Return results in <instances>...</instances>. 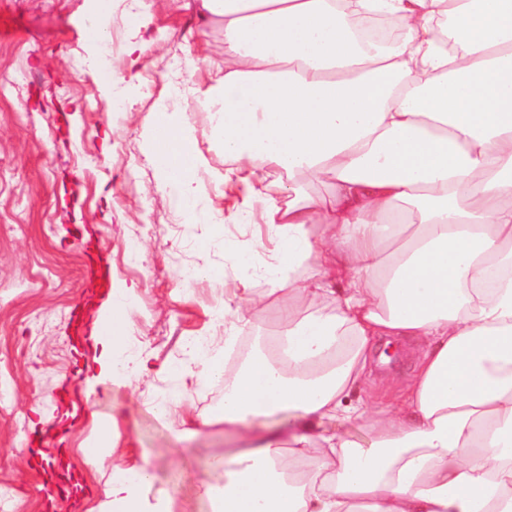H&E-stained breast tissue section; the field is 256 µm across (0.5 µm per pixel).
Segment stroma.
I'll list each match as a JSON object with an SVG mask.
<instances>
[{"instance_id":"stroma-1","label":"stroma","mask_w":512,"mask_h":512,"mask_svg":"<svg viewBox=\"0 0 512 512\" xmlns=\"http://www.w3.org/2000/svg\"><path fill=\"white\" fill-rule=\"evenodd\" d=\"M136 6L141 25L122 30L106 53L120 81L102 95L81 38L89 22L85 0H0V512H90L115 465L151 459L149 505L166 512H210L206 486L223 453L219 427L178 437L180 417H157L154 406L170 382L153 372L134 389L113 391L83 412L73 395L92 362L89 336L108 298L105 280L132 285L126 347H147L157 366L182 362L187 338L224 348L214 313L233 282L228 250L252 240L256 226L232 221L238 189L224 182V148L210 135L214 75L224 66V30L205 40L188 32L191 13L176 0H112L120 22ZM141 44L128 55L130 44ZM188 121L194 149L207 164L194 171L200 210L222 224L224 236L204 243L202 226L172 204L149 159L147 120L159 108ZM111 131L112 149L100 138ZM223 272V280L202 269ZM196 278L180 293L181 274ZM395 355L380 363L386 348ZM420 346L410 340L374 343L373 374L348 397L375 409L401 395ZM115 415L114 451L89 464L79 448L94 414ZM58 429L53 454L78 490L66 499L50 490L52 465L33 452L35 432Z\"/></svg>"}]
</instances>
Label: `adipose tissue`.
Wrapping results in <instances>:
<instances>
[{"label":"adipose tissue","instance_id":"adipose-tissue-1","mask_svg":"<svg viewBox=\"0 0 512 512\" xmlns=\"http://www.w3.org/2000/svg\"><path fill=\"white\" fill-rule=\"evenodd\" d=\"M95 79L112 0H86ZM197 35L224 29L211 136L267 242L237 245L224 346L279 307L262 348L225 376L203 341V381L225 379L234 451L213 457L212 512H512V0H196ZM386 18L383 49L360 36ZM153 167L187 217L204 221L185 121L153 126ZM328 181L307 194L302 175ZM319 235H311V226ZM131 290L111 288L83 379L96 399L153 359L123 353ZM376 336L424 344L397 406L346 405ZM290 414L287 426L266 420ZM364 425L369 447L325 428ZM148 460L115 466L97 512H148Z\"/></svg>","mask_w":512,"mask_h":512}]
</instances>
